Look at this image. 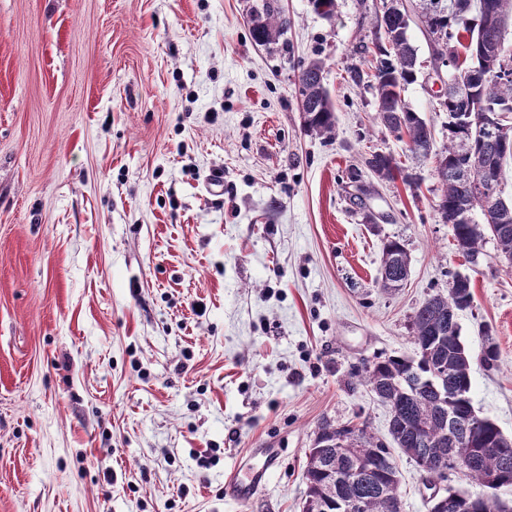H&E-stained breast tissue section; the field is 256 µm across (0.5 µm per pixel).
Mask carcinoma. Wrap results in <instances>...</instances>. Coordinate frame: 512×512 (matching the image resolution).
Masks as SVG:
<instances>
[{"label": "carcinoma", "instance_id": "obj_1", "mask_svg": "<svg viewBox=\"0 0 512 512\" xmlns=\"http://www.w3.org/2000/svg\"><path fill=\"white\" fill-rule=\"evenodd\" d=\"M484 1L500 21L512 17V0H420L427 14L417 23L375 8L371 70L352 65L346 73L354 86L372 89L381 124L391 132L406 134L409 151L426 159L433 147L431 126L402 97L406 86L416 77L417 50L409 37L410 26L416 24L426 37L433 59L450 51L463 37L472 39L473 48L466 63L472 94L459 97L448 91L439 105V111L448 113V143L437 157L441 193L436 208L442 222L451 226L463 254L476 256L489 234L502 256L512 263V202L497 200L493 208L482 212L481 224L458 219L482 208L483 183L479 174L465 170L468 154L478 156L482 166L500 173L512 160V143L506 148L489 135L478 138L467 129L468 113L486 109L512 112V76L500 74L502 59L492 50L503 38V32L486 26L478 13L477 5ZM257 15L260 24L250 27L251 38L255 45L266 47L283 34L288 18L274 5V0H265ZM322 73L324 63L314 60L301 65L298 74L299 96L308 93L315 97L312 106L300 109L304 127L320 135L331 132L335 124L328 92L318 79ZM366 166L380 179H393L401 172L394 158L382 152L370 154ZM408 274L409 259L404 245L396 239L384 241L380 289L391 290L392 276L405 279ZM472 303L471 279L454 275L448 294L428 297L411 318L415 355L378 357L365 364L358 382L370 387L378 400L389 407L391 441L377 437L363 426L322 424L319 430L331 427L334 434L354 436L356 441L351 451L342 447L319 448L314 444L306 452V497L320 503L319 512H350L352 501L360 495L366 498L365 512H402V499L396 491L399 471L394 464L388 476L372 485L330 486L333 471L339 472L353 463L366 465L379 457L390 458L393 446L416 464L430 453L444 466L458 449L465 448L472 459L462 471L464 477L481 487L496 480L503 488L512 489V439L492 420L477 415L471 404V354L460 339L458 317ZM484 335L480 360L485 367L495 368L499 350L491 341L490 329H485ZM415 422L425 424L424 435L414 434ZM445 512L506 509L498 501L484 504L465 492L453 491Z\"/></svg>", "mask_w": 512, "mask_h": 512}]
</instances>
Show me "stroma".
<instances>
[{
  "instance_id": "35a3bbf8",
  "label": "stroma",
  "mask_w": 512,
  "mask_h": 512,
  "mask_svg": "<svg viewBox=\"0 0 512 512\" xmlns=\"http://www.w3.org/2000/svg\"><path fill=\"white\" fill-rule=\"evenodd\" d=\"M253 0H0V512H301L322 423L387 438L356 375L414 355L410 318L453 274L476 414L512 436V267L486 237L460 253L433 160L380 123L345 69L373 0H278L288 28L249 34ZM418 74L405 100L447 113ZM325 62L331 136L305 132L301 63ZM410 181H380L372 152ZM371 186L352 204L356 183ZM409 277L377 285L382 241ZM497 368L478 359L485 336ZM260 448L280 461L225 498ZM261 463L249 468L248 472L240 475L237 468H233L226 476L224 482L225 496L235 501H243L254 496L262 488L271 471L279 461V456L272 448H261Z\"/></svg>"
}]
</instances>
